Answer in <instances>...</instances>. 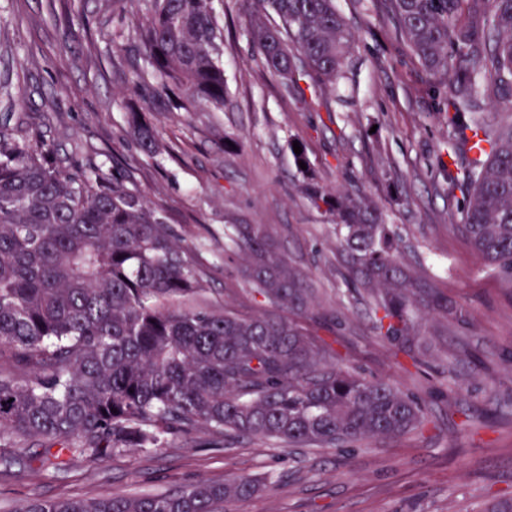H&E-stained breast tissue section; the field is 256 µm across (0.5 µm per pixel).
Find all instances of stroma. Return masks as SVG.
<instances>
[{
    "mask_svg": "<svg viewBox=\"0 0 512 512\" xmlns=\"http://www.w3.org/2000/svg\"><path fill=\"white\" fill-rule=\"evenodd\" d=\"M337 0L356 40L351 62L324 103L285 92L266 72L244 31L243 0H222L223 111L189 120L152 104L148 113L165 147L147 161L127 133L131 93L121 63L134 15L121 0H0V74L11 80L0 112L61 116L64 163L97 153L103 172L113 156L136 169L151 199L207 271L213 298L263 310L247 301L244 261L228 230L264 224L327 319L340 368L382 380L425 403L420 433L369 438L350 448L288 446L252 439L201 448L182 438L164 447L116 453L62 469L0 475V512L32 498L163 493L237 474L273 476L227 512H481L512 499V290L485 273L456 230L461 194H449L437 166L444 133L430 78L399 36L386 5ZM237 138L238 154L224 151ZM306 148L321 186L367 194L400 240L398 260L433 279L449 303L466 306L457 323L423 321L422 364L378 336L371 302L348 288L347 258L331 217L299 191L304 181L292 149Z\"/></svg>",
    "mask_w": 512,
    "mask_h": 512,
    "instance_id": "35a3bbf8",
    "label": "stroma"
}]
</instances>
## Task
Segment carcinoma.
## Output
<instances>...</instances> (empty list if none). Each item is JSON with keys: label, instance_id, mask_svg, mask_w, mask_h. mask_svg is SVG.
<instances>
[{"label": "carcinoma", "instance_id": "1", "mask_svg": "<svg viewBox=\"0 0 512 512\" xmlns=\"http://www.w3.org/2000/svg\"><path fill=\"white\" fill-rule=\"evenodd\" d=\"M128 35L144 61L131 90L191 117L224 111V26L218 0H145ZM245 29L263 68L318 96L347 68L355 39L336 0H249ZM413 56L443 95L448 185L462 195L458 230L484 269L512 288V119L482 111L490 91L512 98V0H389ZM55 113H0V471L55 467L159 448L265 439L343 447L421 431L424 403L338 368L315 302L263 224H233L251 298L267 310L215 308L206 272L180 244L163 201L134 172L64 166ZM146 157L158 132L126 115ZM305 194L334 217L350 254L347 283L373 298L375 331L409 342L423 310L463 323L435 284L397 264L394 231L360 192ZM268 479L199 480L165 493L32 499L17 512H224Z\"/></svg>", "mask_w": 512, "mask_h": 512}]
</instances>
